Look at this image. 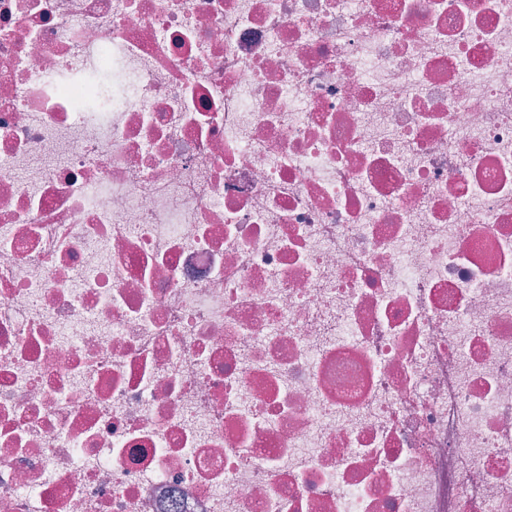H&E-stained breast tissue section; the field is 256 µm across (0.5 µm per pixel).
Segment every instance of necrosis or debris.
<instances>
[{
  "label": "necrosis or debris",
  "mask_w": 512,
  "mask_h": 512,
  "mask_svg": "<svg viewBox=\"0 0 512 512\" xmlns=\"http://www.w3.org/2000/svg\"><path fill=\"white\" fill-rule=\"evenodd\" d=\"M0 512H512V0H0Z\"/></svg>",
  "instance_id": "necrosis-or-debris-1"
}]
</instances>
